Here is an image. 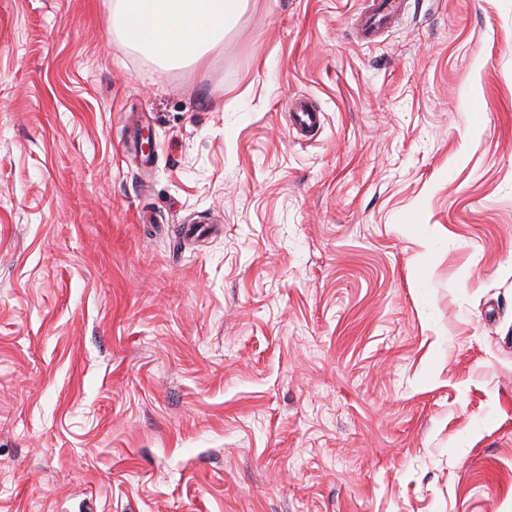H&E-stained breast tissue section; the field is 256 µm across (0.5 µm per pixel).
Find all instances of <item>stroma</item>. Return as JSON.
Wrapping results in <instances>:
<instances>
[{
    "mask_svg": "<svg viewBox=\"0 0 512 512\" xmlns=\"http://www.w3.org/2000/svg\"><path fill=\"white\" fill-rule=\"evenodd\" d=\"M114 3L0 0V512H512V0ZM246 0H117L112 27L130 43L167 62L203 57L204 46L224 37ZM400 3L396 0H369L366 3L368 20L361 25L359 34L364 39L376 36L387 23L394 17L399 9ZM291 112L292 124L298 131L311 132L321 126L322 113L306 99L293 103Z\"/></svg>",
    "mask_w": 512,
    "mask_h": 512,
    "instance_id": "35a3bbf8",
    "label": "stroma"
}]
</instances>
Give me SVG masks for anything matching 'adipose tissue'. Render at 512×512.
<instances>
[{
	"label": "adipose tissue",
	"mask_w": 512,
	"mask_h": 512,
	"mask_svg": "<svg viewBox=\"0 0 512 512\" xmlns=\"http://www.w3.org/2000/svg\"><path fill=\"white\" fill-rule=\"evenodd\" d=\"M246 0H117L112 25L130 43L168 62L202 59L221 40Z\"/></svg>",
	"instance_id": "obj_1"
}]
</instances>
